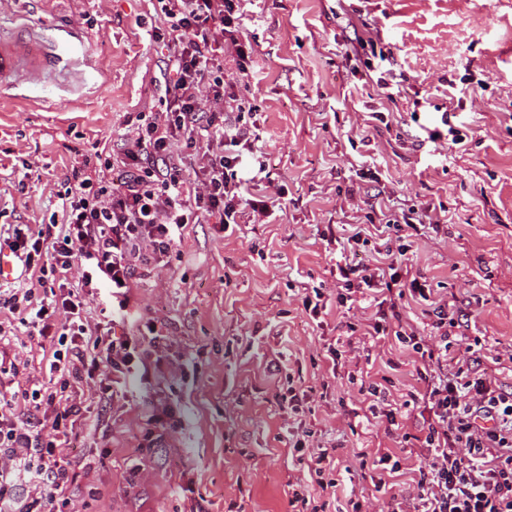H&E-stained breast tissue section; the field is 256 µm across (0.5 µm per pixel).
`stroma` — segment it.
<instances>
[{"instance_id":"1","label":"stroma","mask_w":512,"mask_h":512,"mask_svg":"<svg viewBox=\"0 0 512 512\" xmlns=\"http://www.w3.org/2000/svg\"><path fill=\"white\" fill-rule=\"evenodd\" d=\"M17 9L88 38L57 48L81 72L0 100V211L35 226L58 211L65 174L92 158L93 142L121 137L128 113L158 109L168 51L146 33L150 0H19ZM239 13L253 63L244 77L227 62L224 78L254 105L247 121L285 208L266 224L244 215L232 233L189 225L169 265L137 281L136 312L160 333L141 346L156 370L140 392H106L94 379L70 393L80 409L68 449L72 512H291L296 482L322 502L285 446L297 424L330 449L338 496L375 476L359 464L364 448L389 449L399 470L387 495L407 496L422 426L407 402L425 387L413 352L351 333L335 305L317 324L302 306L308 289L336 293L332 238L383 212L444 205L440 229L389 228L355 260L408 244L432 299L467 314L464 334L482 346L484 368L512 388V363L491 361L512 349V0H240ZM361 37L395 58L399 93L384 123L371 117L380 108L371 75L349 59L370 57L356 48ZM446 112L464 139L456 149L426 137ZM25 159L40 177L21 192ZM57 347L0 311V393H48ZM363 371L400 408L399 428L353 414L349 378ZM290 380L312 397L299 422L276 403ZM162 402L177 406L182 425L143 447L144 422Z\"/></svg>"}]
</instances>
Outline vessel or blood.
<instances>
[{
	"instance_id": "obj_1",
	"label": "vessel or blood",
	"mask_w": 512,
	"mask_h": 512,
	"mask_svg": "<svg viewBox=\"0 0 512 512\" xmlns=\"http://www.w3.org/2000/svg\"><path fill=\"white\" fill-rule=\"evenodd\" d=\"M85 41L76 26L57 29L23 25L0 27V94L44 84L64 67L59 42Z\"/></svg>"
}]
</instances>
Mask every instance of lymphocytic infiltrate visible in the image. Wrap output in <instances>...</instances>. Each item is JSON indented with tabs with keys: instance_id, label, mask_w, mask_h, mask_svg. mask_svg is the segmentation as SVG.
<instances>
[{
	"instance_id": "lymphocytic-infiltrate-1",
	"label": "lymphocytic infiltrate",
	"mask_w": 512,
	"mask_h": 512,
	"mask_svg": "<svg viewBox=\"0 0 512 512\" xmlns=\"http://www.w3.org/2000/svg\"><path fill=\"white\" fill-rule=\"evenodd\" d=\"M152 37L169 49L165 95L155 112L126 119L123 137L96 148V168L75 166L61 195V216L50 223L18 224L5 244L22 265L37 272L42 293L12 289L0 306L37 336L67 331L70 345L50 366L60 392L110 370L121 380L148 383L150 370L138 353L139 336L87 339L81 289L108 284L112 324L124 323L130 290L144 272L165 267L188 225L204 220L230 227L242 209L271 215V198L258 197L247 176L260 135L245 117L248 98L224 80V59L246 73L254 48L240 31L235 0H156ZM82 265L79 291L56 293L58 275ZM406 245L386 249L376 265L336 267V304L369 296L378 310L363 335L393 336L411 347L431 376L421 400L430 421L419 478L409 495L414 512H512V390L481 368L482 354L466 346L464 365L448 367L450 331L458 327L453 305H434L425 331L406 330V297L424 294ZM53 409L47 435L0 418V512H69L68 487L76 478L65 455L79 409ZM30 490L22 506L13 491Z\"/></svg>"
}]
</instances>
